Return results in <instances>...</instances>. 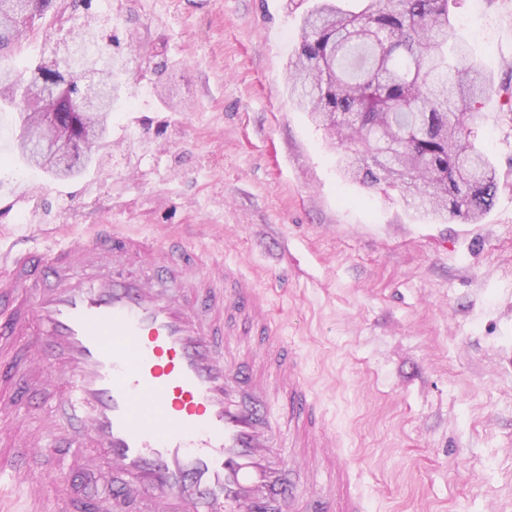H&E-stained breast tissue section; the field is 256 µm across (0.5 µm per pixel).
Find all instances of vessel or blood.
I'll use <instances>...</instances> for the list:
<instances>
[{
  "instance_id": "obj_1",
  "label": "vessel or blood",
  "mask_w": 512,
  "mask_h": 512,
  "mask_svg": "<svg viewBox=\"0 0 512 512\" xmlns=\"http://www.w3.org/2000/svg\"><path fill=\"white\" fill-rule=\"evenodd\" d=\"M217 264L109 224L0 255V512H366L299 353ZM40 387L59 395L45 432L25 424ZM89 448L112 480L78 497Z\"/></svg>"
}]
</instances>
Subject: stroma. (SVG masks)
Instances as JSON below:
<instances>
[{"label":"stroma","mask_w":512,"mask_h":512,"mask_svg":"<svg viewBox=\"0 0 512 512\" xmlns=\"http://www.w3.org/2000/svg\"><path fill=\"white\" fill-rule=\"evenodd\" d=\"M312 0H94L148 50L93 165L58 180L0 112V252L111 224L254 276L301 354L368 512H512V0H452L497 91L473 125L498 191L476 224L346 179L288 96ZM173 79L180 110L157 95Z\"/></svg>","instance_id":"1"}]
</instances>
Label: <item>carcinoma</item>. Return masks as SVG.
I'll list each match as a JSON object with an SVG mask.
<instances>
[{
	"label": "carcinoma",
	"mask_w": 512,
	"mask_h": 512,
	"mask_svg": "<svg viewBox=\"0 0 512 512\" xmlns=\"http://www.w3.org/2000/svg\"><path fill=\"white\" fill-rule=\"evenodd\" d=\"M84 25L55 43L48 57L0 70V112L15 113L22 159L49 173L50 156L33 149L42 113H52L73 141L69 173L87 166L109 128V103L126 87L124 67L102 69L112 20L82 0ZM358 12L339 0H315L303 17L291 97L343 149L346 174L362 184L416 191L428 214L475 222L492 206L498 181L489 156L471 139L474 104L496 92L494 77L472 62L449 16L450 0H362ZM56 0H0V56L21 54ZM102 110L85 105L92 85Z\"/></svg>",
	"instance_id": "cac0c4a2"
}]
</instances>
